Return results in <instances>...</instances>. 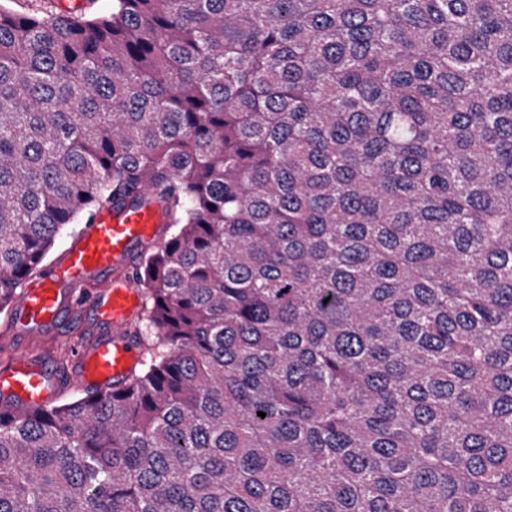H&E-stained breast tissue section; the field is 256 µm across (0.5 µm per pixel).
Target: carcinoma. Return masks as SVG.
I'll return each mask as SVG.
<instances>
[{
    "instance_id": "obj_1",
    "label": "carcinoma",
    "mask_w": 512,
    "mask_h": 512,
    "mask_svg": "<svg viewBox=\"0 0 512 512\" xmlns=\"http://www.w3.org/2000/svg\"><path fill=\"white\" fill-rule=\"evenodd\" d=\"M145 189L141 369L0 408V512H512V0H0V313Z\"/></svg>"
}]
</instances>
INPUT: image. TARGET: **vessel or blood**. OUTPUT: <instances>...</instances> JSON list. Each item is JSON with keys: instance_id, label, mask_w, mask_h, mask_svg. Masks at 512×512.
<instances>
[{"instance_id": "1", "label": "vessel or blood", "mask_w": 512, "mask_h": 512, "mask_svg": "<svg viewBox=\"0 0 512 512\" xmlns=\"http://www.w3.org/2000/svg\"><path fill=\"white\" fill-rule=\"evenodd\" d=\"M165 222L164 211L155 202L102 209L76 237L61 265L44 266L19 292L12 319L19 334L31 338L57 326L78 286L102 273L117 272L111 287L96 299L105 333L71 350V379L85 393L120 385L142 360L126 330L142 315L144 299L125 270L136 252L160 242ZM61 388L52 360L40 350H26L0 369V399L20 408L47 407Z\"/></svg>"}]
</instances>
